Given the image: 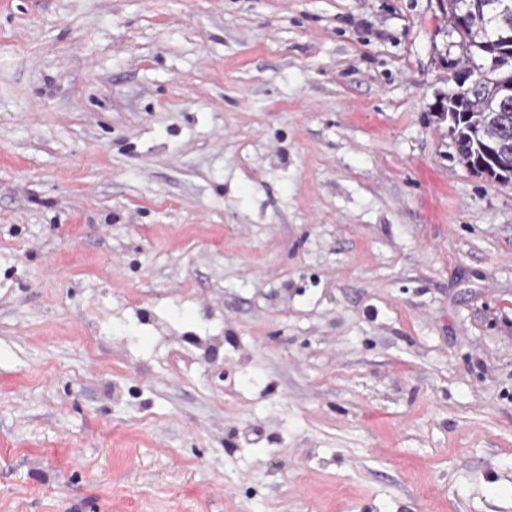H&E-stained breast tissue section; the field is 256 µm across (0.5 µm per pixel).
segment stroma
<instances>
[{"label": "stroma", "mask_w": 512, "mask_h": 512, "mask_svg": "<svg viewBox=\"0 0 512 512\" xmlns=\"http://www.w3.org/2000/svg\"><path fill=\"white\" fill-rule=\"evenodd\" d=\"M440 0H0V512H512V182Z\"/></svg>", "instance_id": "obj_1"}]
</instances>
